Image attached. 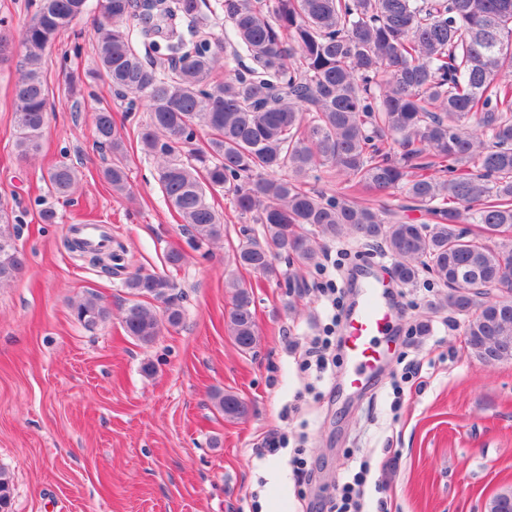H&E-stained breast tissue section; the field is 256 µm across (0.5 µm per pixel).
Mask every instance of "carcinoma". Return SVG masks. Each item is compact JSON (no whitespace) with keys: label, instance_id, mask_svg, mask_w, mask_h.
<instances>
[{"label":"carcinoma","instance_id":"carcinoma-1","mask_svg":"<svg viewBox=\"0 0 512 512\" xmlns=\"http://www.w3.org/2000/svg\"><path fill=\"white\" fill-rule=\"evenodd\" d=\"M155 28L135 22L133 0H36L20 43L24 69L15 87V147L23 158L40 146L49 96L41 62L56 39L84 13L96 14L94 76L122 95L146 102L149 122L142 151L160 163L167 204L198 241L224 233L222 215L207 199L220 188L243 213L257 214L264 242L248 238L234 252L236 266L277 280L276 260L315 262L319 243L302 231L318 228L330 241L381 240L396 259L394 274L409 284L424 270L448 288L443 305L466 312L482 302L476 288H512V0H215L212 15L228 23L212 31L201 0H141ZM175 60L147 65L140 45ZM252 65L231 67L241 56ZM100 145L112 152L102 177L128 194L125 145L112 112L93 116ZM211 131L195 148L196 129ZM325 169L354 194L403 192L434 219L411 224L387 204L326 197L306 186ZM77 170L62 163L47 173L65 195ZM14 219L0 203V283L14 278L24 257L14 244ZM468 223L476 230L460 229ZM134 297L124 311L127 335L151 343L162 322L183 321L181 295L169 277L132 274ZM227 327L247 351L257 341L251 285L232 278ZM94 327L108 309L95 295L72 306ZM480 359L485 340L512 336V316L476 313L465 324ZM224 419L248 414L231 393H216ZM10 476L0 470V512L11 499Z\"/></svg>","mask_w":512,"mask_h":512}]
</instances>
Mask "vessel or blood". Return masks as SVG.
<instances>
[{"mask_svg":"<svg viewBox=\"0 0 512 512\" xmlns=\"http://www.w3.org/2000/svg\"><path fill=\"white\" fill-rule=\"evenodd\" d=\"M75 233L96 248L110 244L100 224L76 225ZM391 286V281L372 268H364L360 274V298L343 325L344 353L352 367L350 386H359L383 355L380 338L387 335L392 323L388 297Z\"/></svg>","mask_w":512,"mask_h":512,"instance_id":"b4317fda","label":"vessel or blood"}]
</instances>
